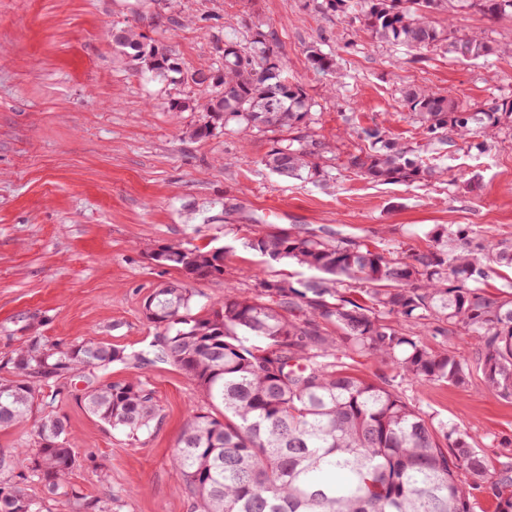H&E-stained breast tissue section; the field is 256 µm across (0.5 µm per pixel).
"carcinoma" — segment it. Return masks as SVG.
I'll return each instance as SVG.
<instances>
[{
  "label": "carcinoma",
  "mask_w": 512,
  "mask_h": 512,
  "mask_svg": "<svg viewBox=\"0 0 512 512\" xmlns=\"http://www.w3.org/2000/svg\"><path fill=\"white\" fill-rule=\"evenodd\" d=\"M465 0H326L347 25L358 23L376 41L427 50L446 45L477 60L492 48L471 35L449 41L434 14L453 15ZM484 15L512 14V0H471ZM115 44L136 65L165 80L169 70L141 53L144 36L119 27ZM312 70L344 78L335 57L308 50ZM219 103L224 129L277 132L263 164L286 178L322 182L329 142L315 134L308 96L290 81L278 52L257 32L250 47L224 40ZM404 107L422 130L412 145L378 125L362 127L361 146L345 170L383 184L421 186L448 176L421 154L448 144V133L492 140L512 130V100L491 98L469 108L426 86L402 91ZM251 247L271 260L289 259L312 272L291 280L261 277L254 291L234 287L206 314L192 306L180 280L165 282L144 304L163 328L160 356L194 380L224 420L189 415L172 455L198 512H475L486 493L495 512H512V443H502L499 467L489 465L468 432L409 403L405 383L465 386L476 375L494 394L512 399V239L493 240L453 224L431 232L424 248H372L350 237L293 228L257 234ZM159 264L191 280L224 278L210 251L184 243L160 248ZM499 280L500 285L489 286ZM435 340V350L424 337ZM456 336L475 340L472 358L448 348ZM366 354L389 367L379 381L352 373L345 358ZM128 358L108 342L61 347L39 327L0 359V429L39 414L35 449L21 459L0 452V512H112V496L84 493L70 481L78 453L60 406L69 380L86 381L81 401L100 423L135 437L157 419L152 392L137 380L101 384L97 372Z\"/></svg>",
  "instance_id": "cac0c4a2"
}]
</instances>
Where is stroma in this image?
<instances>
[{"label": "stroma", "mask_w": 512, "mask_h": 512, "mask_svg": "<svg viewBox=\"0 0 512 512\" xmlns=\"http://www.w3.org/2000/svg\"><path fill=\"white\" fill-rule=\"evenodd\" d=\"M455 35L480 34L496 52L479 60L442 49L416 52L373 41L342 25L321 0H0V357L40 326L50 342L93 339L145 361L114 364L105 381H141L159 419L129 438L99 423L77 401L68 415L79 461L73 481L84 493H111L114 512H192L169 457L191 411L210 406L192 381L148 350L162 330L145 316L158 285L180 278L150 255L170 243L223 248L242 291L259 276L300 278L284 259L266 260L248 245L255 231L292 227L337 231L379 247L426 246L441 224H474L512 238V132L494 141H452L431 156L448 178L425 186L372 183L346 171L314 183L283 178L263 164L269 134H237L203 112H173L175 99L215 93L192 82L217 70L225 39L248 44L267 33L290 78L307 92L318 134L352 150L343 116L378 124L404 141L421 134L401 90L427 86L477 106L512 97V18L489 20L472 7L454 18ZM116 26H132L166 48L180 72L160 80L112 44ZM321 45L346 77L328 93V77L309 66ZM203 137L192 132L203 125ZM405 398L457 424L490 464L512 440V400L480 379L456 387L413 384Z\"/></svg>", "instance_id": "1"}]
</instances>
